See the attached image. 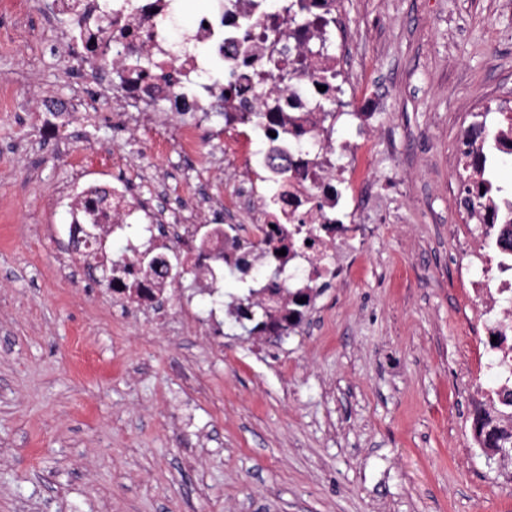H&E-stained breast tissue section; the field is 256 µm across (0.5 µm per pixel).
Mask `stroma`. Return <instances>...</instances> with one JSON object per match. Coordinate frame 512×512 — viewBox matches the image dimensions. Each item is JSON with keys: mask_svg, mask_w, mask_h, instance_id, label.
<instances>
[{"mask_svg": "<svg viewBox=\"0 0 512 512\" xmlns=\"http://www.w3.org/2000/svg\"><path fill=\"white\" fill-rule=\"evenodd\" d=\"M361 90L391 82L400 148L379 174L401 207L343 288L276 345L211 343L103 286L62 281L57 187L85 140L140 154L100 100L68 143H43L36 90L66 95L91 65L58 52L46 0L0 13V512H512V464L487 458L470 410L493 351L466 275L460 131L512 102V0H343Z\"/></svg>", "mask_w": 512, "mask_h": 512, "instance_id": "1", "label": "stroma"}]
</instances>
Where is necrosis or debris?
<instances>
[{
    "mask_svg": "<svg viewBox=\"0 0 512 512\" xmlns=\"http://www.w3.org/2000/svg\"><path fill=\"white\" fill-rule=\"evenodd\" d=\"M212 2L175 42L167 29L175 0H51L57 47L78 46L84 58L110 62L91 71V96L42 91L34 110L41 138L62 143L99 99L111 100L114 123L153 130L154 155L223 177L217 196L209 183L184 180L171 208L162 203L165 174L155 176L149 198L137 199L129 154L86 149L77 171L109 163L112 179L73 180L54 202L69 214V257L83 268L108 262L113 241L138 228L127 243L135 269L112 268L113 305L157 310L177 298L182 267L192 269V285L204 294L219 293L231 277L245 310L220 304L201 321L179 301L178 318L209 336L244 322L262 342L299 329L322 288L350 280L374 237L382 182L371 169L369 143L337 142L335 125L347 115L376 133L390 103L378 91L338 100L337 84L354 77L351 34L336 0H315L312 10L293 16L271 0ZM511 205L507 196L475 205L457 255L461 272L483 268L472 274V288L495 312L485 325L490 336L512 333V256L486 252L491 210Z\"/></svg>",
    "mask_w": 512,
    "mask_h": 512,
    "instance_id": "4bbe7bcc",
    "label": "necrosis or debris"
}]
</instances>
